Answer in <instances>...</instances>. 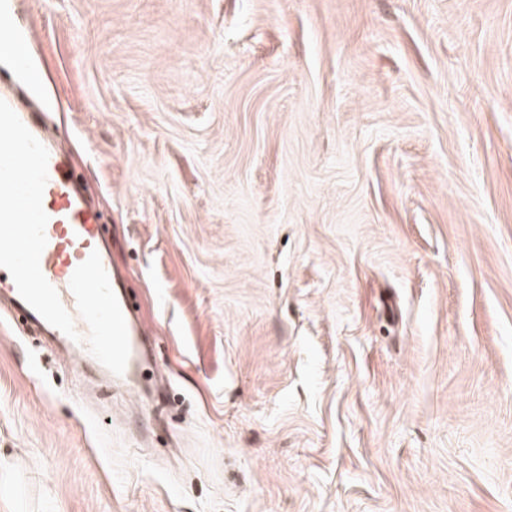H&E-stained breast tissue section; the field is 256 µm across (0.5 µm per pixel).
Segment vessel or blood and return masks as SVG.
<instances>
[{"label": "vessel or blood", "mask_w": 512, "mask_h": 512, "mask_svg": "<svg viewBox=\"0 0 512 512\" xmlns=\"http://www.w3.org/2000/svg\"><path fill=\"white\" fill-rule=\"evenodd\" d=\"M42 206L48 221L45 227L47 244L40 257V268L56 289L80 336L79 341L70 344L69 351L83 357L88 353L83 338L88 335L89 328L78 312L70 279L77 266L87 260L92 252H104V226L99 215L77 193L64 161L54 152L50 153L48 159V181ZM0 292L16 300L23 321L43 325V318L21 300L11 277L0 274Z\"/></svg>", "instance_id": "b4317fda"}]
</instances>
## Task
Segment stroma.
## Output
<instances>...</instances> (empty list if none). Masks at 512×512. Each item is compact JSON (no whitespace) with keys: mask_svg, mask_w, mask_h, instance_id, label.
I'll list each match as a JSON object with an SVG mask.
<instances>
[{"mask_svg":"<svg viewBox=\"0 0 512 512\" xmlns=\"http://www.w3.org/2000/svg\"><path fill=\"white\" fill-rule=\"evenodd\" d=\"M156 392L0 298V512H512V0H10Z\"/></svg>","mask_w":512,"mask_h":512,"instance_id":"35a3bbf8","label":"stroma"}]
</instances>
